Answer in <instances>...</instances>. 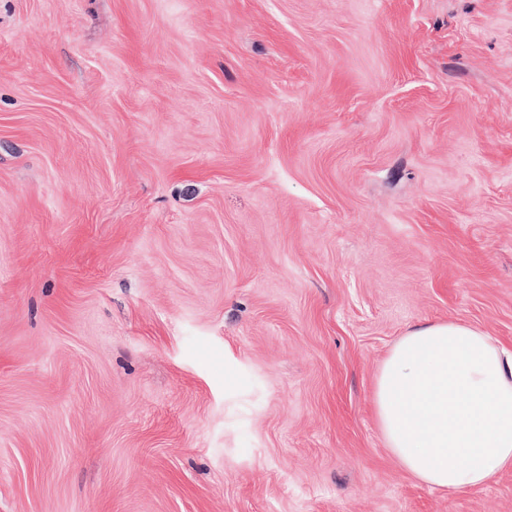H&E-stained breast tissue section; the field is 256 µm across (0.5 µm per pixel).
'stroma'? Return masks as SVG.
<instances>
[{
  "label": "stroma",
  "instance_id": "obj_1",
  "mask_svg": "<svg viewBox=\"0 0 512 512\" xmlns=\"http://www.w3.org/2000/svg\"><path fill=\"white\" fill-rule=\"evenodd\" d=\"M512 350V0H0V512H512L372 409Z\"/></svg>",
  "mask_w": 512,
  "mask_h": 512
}]
</instances>
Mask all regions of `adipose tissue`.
I'll return each instance as SVG.
<instances>
[{
	"mask_svg": "<svg viewBox=\"0 0 512 512\" xmlns=\"http://www.w3.org/2000/svg\"><path fill=\"white\" fill-rule=\"evenodd\" d=\"M373 412L400 466L451 493L512 469V353L478 327H409L375 378Z\"/></svg>",
	"mask_w": 512,
	"mask_h": 512,
	"instance_id": "obj_1",
	"label": "adipose tissue"
}]
</instances>
